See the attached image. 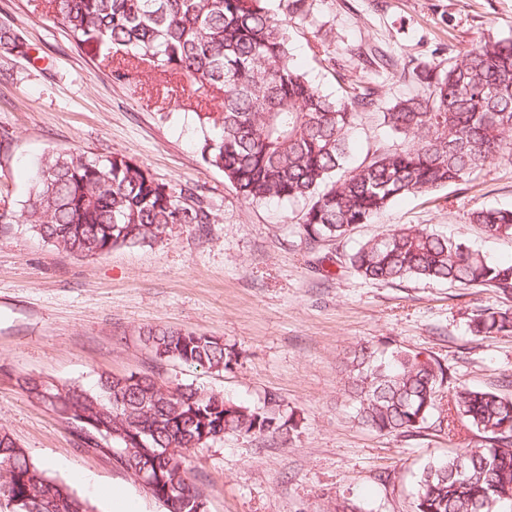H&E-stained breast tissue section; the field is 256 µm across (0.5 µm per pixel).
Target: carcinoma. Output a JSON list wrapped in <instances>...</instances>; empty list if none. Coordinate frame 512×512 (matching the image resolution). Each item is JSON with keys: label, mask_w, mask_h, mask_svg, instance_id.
<instances>
[{"label": "carcinoma", "mask_w": 512, "mask_h": 512, "mask_svg": "<svg viewBox=\"0 0 512 512\" xmlns=\"http://www.w3.org/2000/svg\"><path fill=\"white\" fill-rule=\"evenodd\" d=\"M46 15L79 44L112 59L126 81L141 65L170 73L196 92L218 94L221 112H198L201 156L251 202L309 198L306 239L339 240L370 224L399 197L465 180L494 160L512 161V39L478 41L444 69L406 70L372 54L388 74L416 91L380 112L383 124L410 140L350 168L351 132L379 108L381 88L360 81L332 98L294 65L283 21L266 0H44ZM0 51L25 55L11 26L0 25ZM19 217L57 248L96 258L113 248L158 241L174 224H214L192 187L157 181L133 159L44 156ZM0 212V223L18 217ZM470 223L512 237V208H475ZM362 277L406 278L481 286L512 297V262L487 259L459 239L416 226L378 235L348 256ZM475 336L512 333L511 308H480ZM155 357L222 372L235 360L216 336L168 328L142 331ZM343 395L358 423L382 434L412 433L439 406L447 370L419 353L380 354L359 345L344 363ZM28 397L66 417L82 446L107 451L122 468L160 474L173 492L168 512H206L184 451L224 434L291 439L293 415L269 398L261 411L155 376H100L94 389L23 379ZM448 439L475 433L482 451L460 448L423 469L415 512H491L512 500V396L466 385L448 396ZM0 512H94L70 487L46 475L0 428Z\"/></svg>", "instance_id": "carcinoma-1"}]
</instances>
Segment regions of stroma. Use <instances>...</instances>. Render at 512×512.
Returning a JSON list of instances; mask_svg holds the SVG:
<instances>
[{"mask_svg":"<svg viewBox=\"0 0 512 512\" xmlns=\"http://www.w3.org/2000/svg\"><path fill=\"white\" fill-rule=\"evenodd\" d=\"M296 64L325 93L338 78L368 79L383 102L410 83L375 70L362 48L401 65L444 64L479 40L512 38V0H306L289 13ZM0 24L14 27L24 56L0 53V211L20 213L33 166L50 152L124 155L159 181L196 188L214 224H176L162 240L100 258L58 250L29 224H0V427L28 456L64 480L97 512H112V488L126 486L140 512H166L111 456L81 447L73 426L33 403L27 374L94 388L101 374L161 372L171 385L212 391L254 408L269 397L300 421L292 441L227 434L187 454L208 512H413L423 468L473 433L448 439L435 412L414 433L362 427L342 396V362L357 345L421 353L447 368L450 384L504 389L512 382V334L472 335L478 307L510 308L486 288L359 276L347 261L361 243L403 226L463 239L490 259L512 261V237L470 223L473 206L512 208V162L487 164L467 180L393 203L344 239L309 243L300 227L307 200H243L205 163L195 95L148 69L114 82L97 51L77 45L47 18L41 0H0ZM353 164L400 147L377 113L353 131ZM172 327L220 337L236 359L210 372L157 359L141 332Z\"/></svg>","mask_w":512,"mask_h":512,"instance_id":"35a3bbf8","label":"stroma"}]
</instances>
